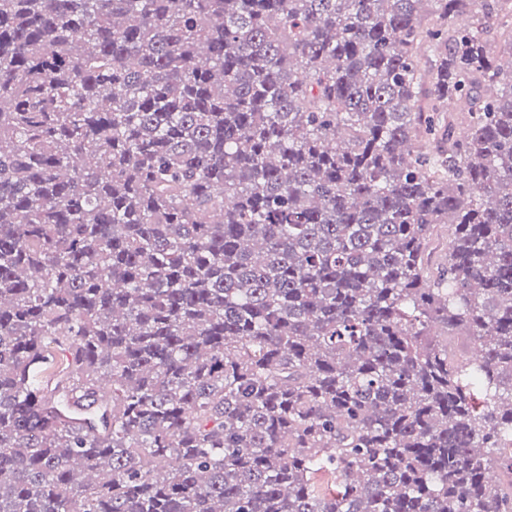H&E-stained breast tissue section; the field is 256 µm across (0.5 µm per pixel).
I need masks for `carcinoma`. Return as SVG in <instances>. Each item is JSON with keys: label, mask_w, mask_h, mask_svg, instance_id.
Masks as SVG:
<instances>
[{"label": "carcinoma", "mask_w": 512, "mask_h": 512, "mask_svg": "<svg viewBox=\"0 0 512 512\" xmlns=\"http://www.w3.org/2000/svg\"><path fill=\"white\" fill-rule=\"evenodd\" d=\"M502 2L0 0V512H512Z\"/></svg>", "instance_id": "carcinoma-1"}]
</instances>
